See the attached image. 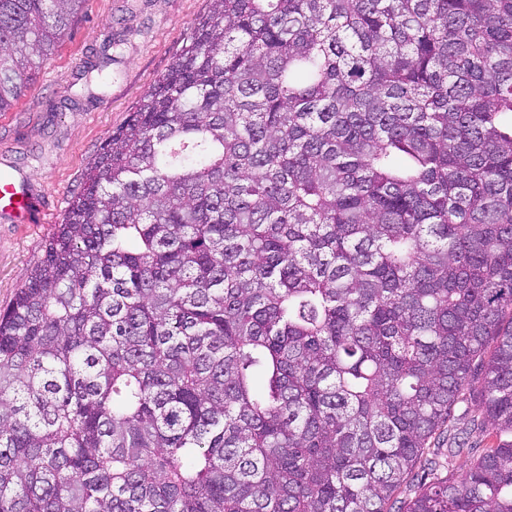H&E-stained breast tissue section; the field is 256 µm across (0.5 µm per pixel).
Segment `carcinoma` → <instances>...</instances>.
I'll list each match as a JSON object with an SVG mask.
<instances>
[{"instance_id": "1", "label": "carcinoma", "mask_w": 512, "mask_h": 512, "mask_svg": "<svg viewBox=\"0 0 512 512\" xmlns=\"http://www.w3.org/2000/svg\"><path fill=\"white\" fill-rule=\"evenodd\" d=\"M84 2L0 0V112ZM209 2L0 309V512H391L512 435V0ZM402 512H512V440ZM447 474L448 468H440L437 471H431L430 469H427V467L424 468L423 463H419L413 473L395 492L394 499L401 502L397 503L396 506L405 505L434 480L444 478Z\"/></svg>"}]
</instances>
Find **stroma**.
Returning a JSON list of instances; mask_svg holds the SVG:
<instances>
[{
    "mask_svg": "<svg viewBox=\"0 0 512 512\" xmlns=\"http://www.w3.org/2000/svg\"><path fill=\"white\" fill-rule=\"evenodd\" d=\"M208 7L209 0H87L39 71L34 89L0 112V164L14 165L45 202L34 223L0 221V307L41 261L89 161L169 68ZM118 35L125 42L111 83L87 84L86 66ZM469 465L465 455L450 470L416 467L394 497L408 503L434 480L448 475L460 480Z\"/></svg>",
    "mask_w": 512,
    "mask_h": 512,
    "instance_id": "1",
    "label": "stroma"
}]
</instances>
